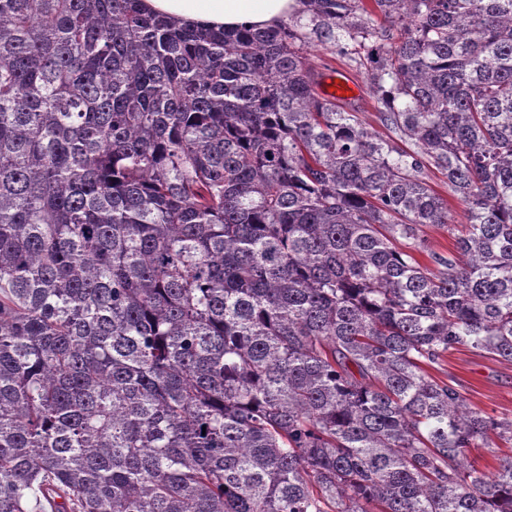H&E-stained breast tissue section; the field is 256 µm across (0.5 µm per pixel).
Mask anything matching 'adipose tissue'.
<instances>
[{
  "label": "adipose tissue",
  "mask_w": 512,
  "mask_h": 512,
  "mask_svg": "<svg viewBox=\"0 0 512 512\" xmlns=\"http://www.w3.org/2000/svg\"><path fill=\"white\" fill-rule=\"evenodd\" d=\"M145 12L181 25L236 31L267 27L287 19L298 0H140Z\"/></svg>",
  "instance_id": "adipose-tissue-1"
}]
</instances>
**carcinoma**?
<instances>
[{
	"mask_svg": "<svg viewBox=\"0 0 512 512\" xmlns=\"http://www.w3.org/2000/svg\"><path fill=\"white\" fill-rule=\"evenodd\" d=\"M300 2L0 0V512H512V416L428 373L512 362V0ZM145 12L180 25L236 31L267 27L287 19L298 0H141ZM309 58L311 61L317 65L318 70L324 73L322 84L326 77L331 73L328 70H325L323 66L328 68H335L336 72H343L348 76L342 73H334L331 75L330 82L327 86L326 94L329 97L346 101V105L354 109L359 113V117L366 123L371 125L376 131L380 134L386 135L387 131L380 125L378 120V108L375 99L372 98L370 94V90L363 79V77L351 66H348L345 63V60L340 58L337 54L332 55L321 48H312L308 50ZM360 88L361 95L359 94ZM353 99V100H351ZM448 204L450 212L453 217V224L443 225H427L422 228V239L427 246L429 252L432 251L439 256L448 257V254L455 252V240L453 233L448 231V228H453V225L467 224V217L464 205L456 198L448 197ZM429 252L417 254V259L425 265L433 266V262L428 256Z\"/></svg>",
	"mask_w": 512,
	"mask_h": 512,
	"instance_id": "cac0c4a2",
	"label": "carcinoma"
}]
</instances>
